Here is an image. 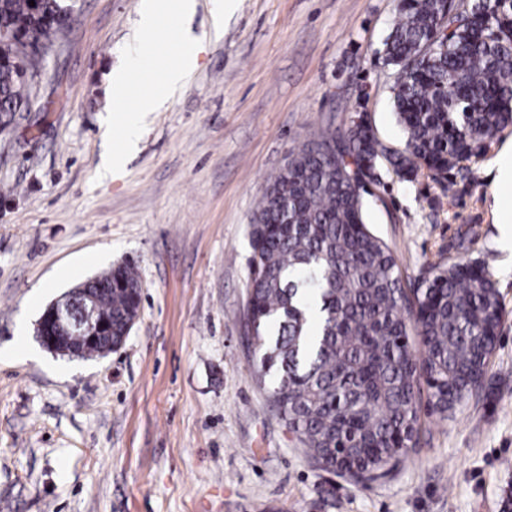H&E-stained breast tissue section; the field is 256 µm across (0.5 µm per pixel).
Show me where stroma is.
<instances>
[{
	"label": "stroma",
	"mask_w": 512,
	"mask_h": 512,
	"mask_svg": "<svg viewBox=\"0 0 512 512\" xmlns=\"http://www.w3.org/2000/svg\"><path fill=\"white\" fill-rule=\"evenodd\" d=\"M141 0H76L71 25L0 126V512H512V251L494 211L512 125L450 180L388 166L366 222L405 275L475 261L504 315L485 385L448 419L423 411L417 454L360 485L310 462L271 410L243 340L249 224L288 153L364 111L388 148L396 71L376 51L395 0H215L136 36ZM202 38L185 85L104 175L120 117ZM130 70L128 95L112 74ZM368 87L359 99V87ZM125 260L141 309L123 346L84 360L33 330L45 308Z\"/></svg>",
	"instance_id": "1"
}]
</instances>
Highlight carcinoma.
Listing matches in <instances>:
<instances>
[{"instance_id":"cac0c4a2","label":"carcinoma","mask_w":512,"mask_h":512,"mask_svg":"<svg viewBox=\"0 0 512 512\" xmlns=\"http://www.w3.org/2000/svg\"><path fill=\"white\" fill-rule=\"evenodd\" d=\"M459 5L398 0L377 51L397 69L403 149L385 147L370 126L318 129L289 153L251 219L259 384L309 456L358 484L414 452L422 392L443 419L469 404L503 317L484 267L431 263L408 288L394 252L365 222L363 169L384 161L402 179L423 168L442 178L512 124V4L493 11L470 0L468 22L449 32ZM61 6L0 0V29L15 35L10 62L0 63V114L24 108L25 87L61 32ZM139 284L130 261L85 281L115 341L139 310Z\"/></svg>"}]
</instances>
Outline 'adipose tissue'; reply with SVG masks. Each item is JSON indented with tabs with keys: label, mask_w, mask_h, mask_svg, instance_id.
<instances>
[{
	"label": "adipose tissue",
	"mask_w": 512,
	"mask_h": 512,
	"mask_svg": "<svg viewBox=\"0 0 512 512\" xmlns=\"http://www.w3.org/2000/svg\"><path fill=\"white\" fill-rule=\"evenodd\" d=\"M197 46V39H190L188 49L165 69L162 79L139 98L134 115L125 117L121 147L110 151L103 159L102 170L105 174H117L126 157L136 150L140 136V115L162 107L169 95L183 83L187 74L195 67Z\"/></svg>",
	"instance_id": "obj_1"
}]
</instances>
